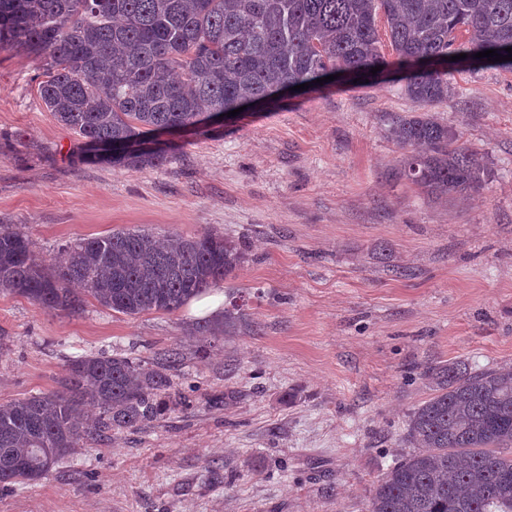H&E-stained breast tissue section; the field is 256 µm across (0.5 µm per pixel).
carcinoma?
I'll use <instances>...</instances> for the list:
<instances>
[{
    "mask_svg": "<svg viewBox=\"0 0 512 512\" xmlns=\"http://www.w3.org/2000/svg\"><path fill=\"white\" fill-rule=\"evenodd\" d=\"M380 14L393 62L379 52ZM507 47L512 0H0V48L45 60V107L82 140L123 151L113 164L129 169L166 161L143 148L153 131L203 127L213 112L269 103L306 82L316 89L329 75L372 85L395 65L420 111L393 118L387 135L408 151L403 175L436 200L479 193L487 169L428 108L454 94L455 72L512 71V61L475 57ZM245 261V247L216 233L141 230L79 238L46 258L0 226V291L48 311L77 313L90 296L128 316L173 313ZM244 326L235 305L189 332L216 338ZM427 373L434 393L406 421L412 451L377 480L369 512H512V367L456 362ZM188 403L160 362L72 359L55 391L0 405V487L38 481L87 442ZM88 404L99 410L92 424L79 419Z\"/></svg>",
    "mask_w": 512,
    "mask_h": 512,
    "instance_id": "1",
    "label": "carcinoma"
}]
</instances>
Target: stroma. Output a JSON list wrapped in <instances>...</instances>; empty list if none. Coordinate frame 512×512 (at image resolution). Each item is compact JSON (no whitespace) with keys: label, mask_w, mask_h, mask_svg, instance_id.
Wrapping results in <instances>:
<instances>
[{"label":"stroma","mask_w":512,"mask_h":512,"mask_svg":"<svg viewBox=\"0 0 512 512\" xmlns=\"http://www.w3.org/2000/svg\"><path fill=\"white\" fill-rule=\"evenodd\" d=\"M42 59L0 49V224L44 255L115 230L244 242L211 296L247 299L257 333L188 336L205 313L128 316L86 299L47 312L0 294V403L58 387L70 359L178 354L189 406L115 432L43 479L0 489V512H368L410 450L428 367L512 365V72L454 73L434 107L490 178L459 203L398 174L385 136L414 111L403 81L283 94L208 132L156 133L168 160L80 159L39 98Z\"/></svg>","instance_id":"stroma-1"}]
</instances>
